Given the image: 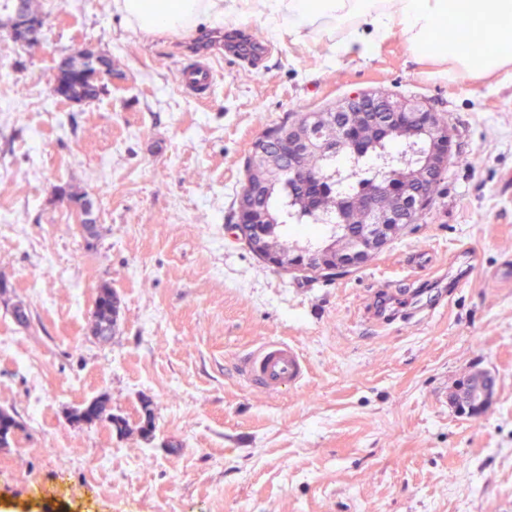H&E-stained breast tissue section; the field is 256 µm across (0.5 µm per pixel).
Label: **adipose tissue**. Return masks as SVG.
Listing matches in <instances>:
<instances>
[{"instance_id":"obj_1","label":"adipose tissue","mask_w":512,"mask_h":512,"mask_svg":"<svg viewBox=\"0 0 512 512\" xmlns=\"http://www.w3.org/2000/svg\"><path fill=\"white\" fill-rule=\"evenodd\" d=\"M130 28L147 33L188 31L202 23L264 20L273 31L305 42L316 34H345L333 44L339 56L368 57L387 36L400 34L419 56L477 78L512 64V0H114ZM478 27L492 35L490 49L438 40L448 25Z\"/></svg>"}]
</instances>
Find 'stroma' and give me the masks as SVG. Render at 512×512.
<instances>
[{
  "instance_id": "35a3bbf8",
  "label": "stroma",
  "mask_w": 512,
  "mask_h": 512,
  "mask_svg": "<svg viewBox=\"0 0 512 512\" xmlns=\"http://www.w3.org/2000/svg\"><path fill=\"white\" fill-rule=\"evenodd\" d=\"M43 2L37 42L0 35V215L26 229L0 234V337L39 356L45 403L32 421L29 375L0 355V408L23 423L0 448V512H512V66L451 77L396 33L367 58L339 57L328 37L296 43L256 19L147 35L114 0ZM239 27L270 46L262 69L219 59L209 99L182 92L173 45ZM87 46L115 63L106 92L57 100L58 64ZM357 91L417 98L447 122L437 197L332 279L265 263L230 223L253 142ZM67 184L99 203L94 249L52 195ZM105 282L121 308L101 343L71 303L81 291L93 304ZM420 282L440 303L432 316L366 326L364 307ZM18 301L30 327L11 317ZM271 338L310 364L277 396L240 374ZM477 370L495 387L469 418L448 394ZM100 395L132 422L149 398L154 440L70 421ZM97 456L111 473L85 465Z\"/></svg>"
}]
</instances>
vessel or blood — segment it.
Returning <instances> with one entry per match:
<instances>
[{
	"label": "vessel or blood",
	"instance_id": "1",
	"mask_svg": "<svg viewBox=\"0 0 512 512\" xmlns=\"http://www.w3.org/2000/svg\"><path fill=\"white\" fill-rule=\"evenodd\" d=\"M257 41L246 31L225 38L222 55L225 58L251 66L260 65L262 53L256 50ZM211 45L191 48V60L178 72L177 83L188 95L204 99L213 87V69L207 58L211 55ZM308 371L307 364L290 343L282 339L264 341L243 361L241 372L245 381L253 388L268 394L277 395L287 389L299 386Z\"/></svg>",
	"mask_w": 512,
	"mask_h": 512
}]
</instances>
